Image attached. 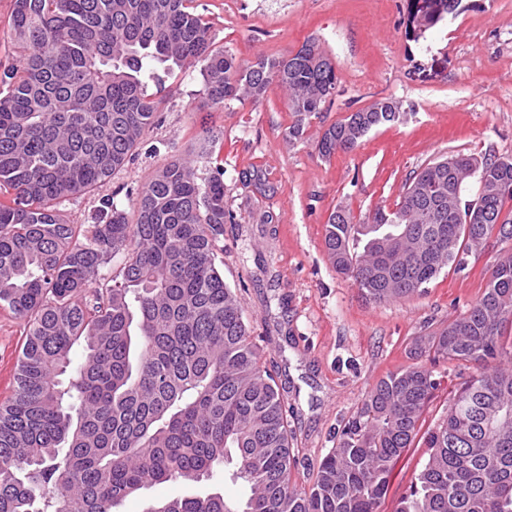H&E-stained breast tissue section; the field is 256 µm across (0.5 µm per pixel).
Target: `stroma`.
Returning a JSON list of instances; mask_svg holds the SVG:
<instances>
[{
  "instance_id": "obj_1",
  "label": "stroma",
  "mask_w": 512,
  "mask_h": 512,
  "mask_svg": "<svg viewBox=\"0 0 512 512\" xmlns=\"http://www.w3.org/2000/svg\"><path fill=\"white\" fill-rule=\"evenodd\" d=\"M216 45L237 59L281 56L317 40L336 66L335 96L312 119L304 141L291 144L287 97L271 88L262 103L207 107L198 68L166 77L170 89L139 153L107 188L131 208L130 190L211 131L224 169L225 225L216 263L236 288L260 346L261 364L280 388L294 433L290 481L313 484L322 458L373 384L410 362L413 339L464 313L484 292L500 247L465 257L423 295L377 304L327 259L324 234L339 205L363 222L376 208H395L406 179L443 155L512 154V0H460L427 38L406 35L408 0H200ZM398 102V123L372 131L350 152L319 158L320 131L374 102ZM273 190L261 193L254 172ZM23 318L0 309V403L25 338ZM440 385L423 413L424 427L442 417L471 368L439 363ZM427 459L425 447L395 465L380 512H395ZM232 465L195 483L169 481L126 499L116 512H146L151 502L219 493L228 502L250 489L231 480Z\"/></svg>"
}]
</instances>
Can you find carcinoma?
<instances>
[{"label": "carcinoma", "mask_w": 512, "mask_h": 512, "mask_svg": "<svg viewBox=\"0 0 512 512\" xmlns=\"http://www.w3.org/2000/svg\"><path fill=\"white\" fill-rule=\"evenodd\" d=\"M415 7L424 34L453 12L452 0ZM209 29L194 0H14L19 54L0 81V306L26 332L0 404V512H114L150 486L198 482L233 453L245 502L211 493L147 512H378L417 439L428 461L395 512H512V154L443 156L409 177L395 209L360 224L342 205L329 214V261L375 303L424 294L493 235L508 249L463 316L418 337L413 363L377 381L298 491L278 383L216 265L235 222L224 170L203 177L187 158L168 161L138 190L132 220L106 194L162 104L147 81L176 67L201 65L214 110L281 88L292 144L336 91L314 40L241 62ZM400 111L379 101L348 114L319 134V156L356 149ZM472 178L474 206L463 199ZM86 194L101 208L81 229L57 205ZM117 255L122 266L101 274ZM76 346L85 360L74 368ZM441 360L475 372L424 432Z\"/></svg>", "instance_id": "1"}]
</instances>
